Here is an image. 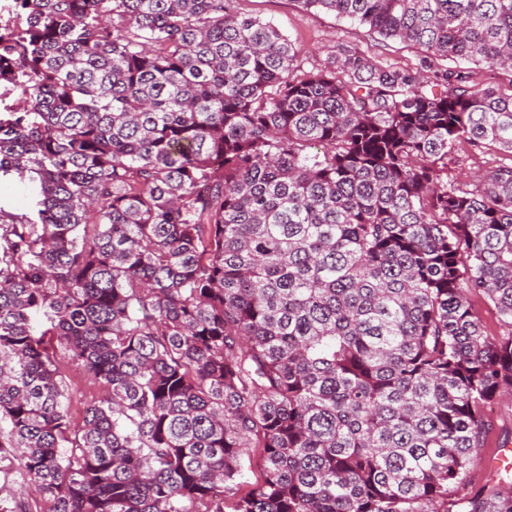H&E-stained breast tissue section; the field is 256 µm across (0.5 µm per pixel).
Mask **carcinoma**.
<instances>
[{"instance_id": "carcinoma-1", "label": "carcinoma", "mask_w": 512, "mask_h": 512, "mask_svg": "<svg viewBox=\"0 0 512 512\" xmlns=\"http://www.w3.org/2000/svg\"><path fill=\"white\" fill-rule=\"evenodd\" d=\"M233 2L0 14V179L34 195L0 207V476L39 512H448L512 394V164L443 172L461 141L512 156V96L306 69ZM297 2L512 72V0ZM62 361L102 390L77 425ZM28 181L18 178L2 179L0 183V203L5 210L14 213H27L31 209V192ZM469 300L473 313L489 337L498 338L508 334V329L499 320L493 305L483 295L472 294Z\"/></svg>"}]
</instances>
